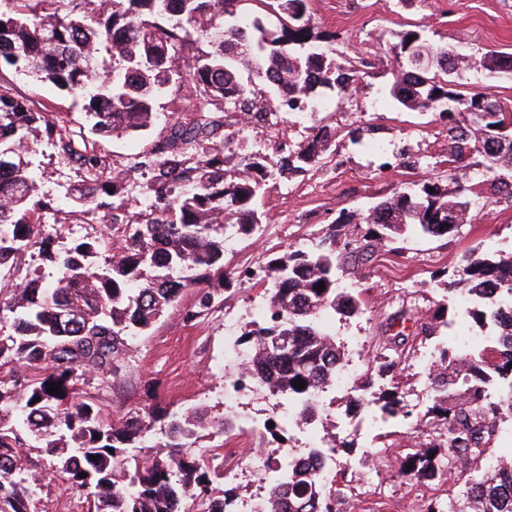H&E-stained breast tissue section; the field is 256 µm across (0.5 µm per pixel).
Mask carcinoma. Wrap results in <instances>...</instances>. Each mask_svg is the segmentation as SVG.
Instances as JSON below:
<instances>
[{"instance_id":"cac0c4a2","label":"carcinoma","mask_w":512,"mask_h":512,"mask_svg":"<svg viewBox=\"0 0 512 512\" xmlns=\"http://www.w3.org/2000/svg\"><path fill=\"white\" fill-rule=\"evenodd\" d=\"M178 2L172 8L169 0H0V63L79 96L87 121L77 131L67 128L0 91V269L28 253L55 271L50 277L38 266L0 298V311L10 314L9 334L0 336V512H35V493L47 475L91 497L93 512H226L234 497L223 488L224 455L215 448L191 451L197 430L228 436L236 428L232 418L201 406L172 412L151 406L110 421L86 386L96 375L103 382L120 379L136 338L185 290L195 289L196 297L184 320L207 314L232 280L224 269L227 228L252 234L263 219L261 182L302 172L327 149L325 125L312 127L296 149L271 163L226 135L224 113H248L255 105L242 72L256 75L291 110L325 89L348 100L364 76L330 59L339 35L314 30L310 0ZM218 26L223 37L214 40ZM422 44L419 32L407 30L390 52L397 58ZM483 66L512 74V54L491 52ZM460 70V57L445 50L431 71L401 63L390 71L389 94L397 104L448 118L453 195L434 183L396 189L362 214L340 215L328 244L291 247L263 265L262 278L248 281L250 289H261L271 314L241 326L240 369L262 391L294 402L307 423L322 419L312 398L345 358L322 320L331 312H360L358 295L338 287L336 268L352 257H372L407 225L432 237L458 230L473 203V188L465 185L469 154L484 157L495 182L500 169L512 168V140L491 145L470 123L471 106L487 93L464 91L455 79ZM185 81L194 110L184 121L169 116L166 133L137 155L132 169L145 178L135 184L143 210L130 221L108 202L127 191V168L95 154L90 136L153 127L165 91ZM41 126L47 144L76 173L62 199L38 189L29 134ZM226 150L236 159L231 175ZM65 203L82 214L102 211L107 222L122 226L121 252L89 234L59 246L56 215ZM445 289L474 297L466 314L476 323H494V292L512 291V255L494 261L471 252ZM417 311L410 299L398 302L375 341L373 362L393 369L415 351L412 334L396 326ZM501 334L502 341L465 359L434 345L446 364L431 379L439 431L400 459L397 473L424 483L454 469L463 491L455 501H425L423 512H512V466L472 479L503 410H512V395L481 398L492 376L512 380V324ZM299 378L303 389L293 386ZM59 382L62 393H48ZM372 397L388 415L403 406L395 385ZM31 450L41 459L29 458ZM346 499L343 487L321 484L309 468L290 462L283 478L266 482L265 512H344Z\"/></svg>"}]
</instances>
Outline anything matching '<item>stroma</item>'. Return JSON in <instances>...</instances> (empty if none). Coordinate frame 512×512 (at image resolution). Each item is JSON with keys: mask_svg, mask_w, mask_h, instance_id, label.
Returning <instances> with one entry per match:
<instances>
[{"mask_svg": "<svg viewBox=\"0 0 512 512\" xmlns=\"http://www.w3.org/2000/svg\"><path fill=\"white\" fill-rule=\"evenodd\" d=\"M310 11L316 28L343 37L336 47V64H364L369 75L357 95L341 107L309 101L302 111L275 113L267 139L246 135L245 147L262 146L274 155L294 147L308 135L310 126L326 125L333 132L326 151L307 172L268 183L259 200L265 222L251 235L237 238L235 249L226 254L225 261L233 269L265 264L291 246L315 245L331 233L340 212L366 209L396 186L416 189L430 182L455 191L448 177L447 118L436 112L400 109L389 97L395 64L390 46L397 32L421 30L431 44L464 54L470 61L463 71L469 88L493 93L512 107V74L491 72L480 65L489 52H512V0H311ZM0 86L58 124L76 129L85 122L73 96L32 81L15 67L0 66ZM160 134L155 128L133 136L99 137L95 150L129 165ZM370 143L380 145V152H368ZM34 162L38 184L48 194L64 195L76 179L75 171L53 149L37 151ZM469 162L468 180L481 199L458 232L430 237L410 230L395 244L380 248L371 260L349 261L337 269L340 285L358 291L361 311L350 318L326 317L324 329L341 343L350 336L360 337L363 359L373 354L391 302L404 294L413 298L425 322L438 305H447L448 323L437 333L450 349H457L458 337L492 335V327L459 314L454 296L443 289L444 281L454 277L472 249L491 258L512 254V198L492 189L480 154L471 155ZM259 295L247 284L231 282L223 301L190 324L184 321L183 310L195 295L186 290L177 308L139 336L122 379L94 389L98 406L116 419L152 405L172 410L203 405L214 415H225L224 379L236 364L224 355V327L249 321L250 304ZM415 345V354L389 376L400 381L417 417L408 424L391 423L374 434L373 443L382 452L369 456L361 474L337 470V483L351 485L347 512H422L429 497L448 500L459 495L461 485L455 477L424 485L396 473L398 459L433 430L427 416L429 384L418 376L428 342L420 337ZM36 497L40 512H88L85 497L57 476L48 477Z\"/></svg>", "mask_w": 512, "mask_h": 512, "instance_id": "1", "label": "stroma"}]
</instances>
